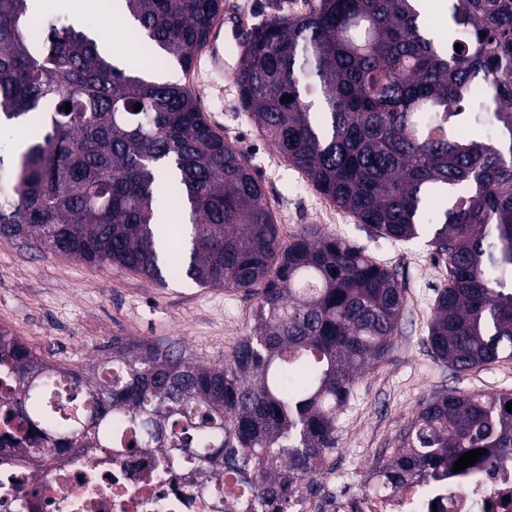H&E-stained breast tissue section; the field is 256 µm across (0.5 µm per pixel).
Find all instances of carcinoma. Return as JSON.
Listing matches in <instances>:
<instances>
[{
    "label": "carcinoma",
    "instance_id": "cac0c4a2",
    "mask_svg": "<svg viewBox=\"0 0 512 512\" xmlns=\"http://www.w3.org/2000/svg\"><path fill=\"white\" fill-rule=\"evenodd\" d=\"M443 35L416 0H319L250 32L236 81L288 163L374 234L430 233L448 262L428 342L457 375L512 360V0H447ZM224 0H121L142 44L189 72ZM0 0V129L34 133L0 158V234L165 286L182 278L256 298L252 330L211 365L172 345L112 339L59 367L0 328V426L94 452L101 423L136 454L232 475L246 512L320 474L356 376L383 362L404 314L395 270L314 227L282 238L245 159L181 79L119 67L95 30ZM463 49L455 51V45ZM292 96L285 103L281 98ZM71 111L65 112L64 105ZM141 104L139 111L133 105ZM183 229L169 260L163 200ZM512 391L423 402L382 470L425 481L460 456H512Z\"/></svg>",
    "mask_w": 512,
    "mask_h": 512
}]
</instances>
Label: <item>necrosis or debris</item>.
<instances>
[{"instance_id": "necrosis-or-debris-1", "label": "necrosis or debris", "mask_w": 512, "mask_h": 512, "mask_svg": "<svg viewBox=\"0 0 512 512\" xmlns=\"http://www.w3.org/2000/svg\"><path fill=\"white\" fill-rule=\"evenodd\" d=\"M334 484L304 482L266 512H512V458L380 494L337 492ZM240 493L227 479L198 493L186 465H159L148 451L90 458L31 445L20 459L0 438V512H225Z\"/></svg>"}]
</instances>
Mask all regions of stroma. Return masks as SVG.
Wrapping results in <instances>:
<instances>
[{
    "instance_id": "1",
    "label": "stroma",
    "mask_w": 512,
    "mask_h": 512,
    "mask_svg": "<svg viewBox=\"0 0 512 512\" xmlns=\"http://www.w3.org/2000/svg\"><path fill=\"white\" fill-rule=\"evenodd\" d=\"M249 21L302 16L318 0H225ZM193 90L208 121L249 163L283 236L314 225L321 233L365 248L394 269L406 311L389 357L359 375L337 427V447L323 465L331 474L377 471L401 446L419 404L438 390H512V362L456 376L430 352L427 336L435 290L448 278L427 236L391 241L335 208L308 176L280 157L240 104L233 73L202 72ZM253 299L221 288L172 281L159 287L134 272L95 266L0 235V326L36 346L51 363L68 366L98 355L113 338L174 341L216 364L245 336Z\"/></svg>"
}]
</instances>
